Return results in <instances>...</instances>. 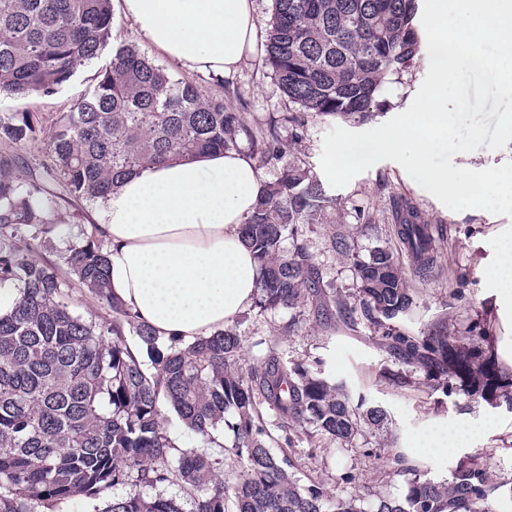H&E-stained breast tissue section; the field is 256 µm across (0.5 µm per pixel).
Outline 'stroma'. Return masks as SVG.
I'll return each mask as SVG.
<instances>
[{
    "label": "stroma",
    "instance_id": "stroma-1",
    "mask_svg": "<svg viewBox=\"0 0 512 512\" xmlns=\"http://www.w3.org/2000/svg\"><path fill=\"white\" fill-rule=\"evenodd\" d=\"M263 54V49H256L236 71L223 77L201 74L194 77L205 91H223L225 99L243 104L247 122L256 131L267 129L273 117L291 108L263 64ZM111 59V51H104L52 94L26 98L0 96L1 117L30 112L41 127L36 139L10 147L26 165L38 167L48 162V134L59 113L69 110L95 85L99 72L109 66ZM425 75V69L418 67L405 73L401 82L390 85L386 93L390 108L369 120V127H376L406 110ZM333 125V120L311 116L306 118L300 133L281 127L279 134L286 159L300 158L312 168H319L323 137ZM328 193L337 203L330 210L327 223L307 224L302 228V238L327 292L355 302L358 280L353 259L368 258L378 248L390 250L400 265L411 267L409 253L395 232L394 203L402 197L415 206L421 223L438 227L439 232L435 236V272L424 279L412 277L414 303L409 315L399 320V327L415 332L441 319L449 336L458 340L472 332L485 337L494 335L492 315L484 298L485 272L480 260L495 251L498 245L495 230L507 223V216L481 209L451 211L393 161L378 162L354 177L346 187H332ZM93 209L89 201L63 205L67 221L41 243L37 258L57 262L63 237L90 233ZM339 237L349 244V253L334 248L333 241ZM291 316V310L285 308L266 313L251 308L235 319L247 362L260 360L270 340L278 339L290 361L306 365L320 363L325 377L345 382L352 394L365 396L367 405L381 407L387 415L382 427L365 429L349 445L312 438L302 430L294 433L289 453L302 485L313 483L338 497L357 495L368 501L384 493L404 498L407 492L404 479L386 474L381 461L365 456V449L391 443L400 448L417 447L432 418L452 419L462 413L481 428L471 441L472 448L480 452V462L496 481L512 482L511 410L492 407L471 396L454 379L449 382V392L432 389L419 370L399 363L379 347L367 321H359L352 330L342 327L333 302H326L323 311L310 314L294 327L289 324Z\"/></svg>",
    "mask_w": 512,
    "mask_h": 512
}]
</instances>
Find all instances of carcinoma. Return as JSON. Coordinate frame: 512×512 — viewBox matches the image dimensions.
<instances>
[{"instance_id": "carcinoma-1", "label": "carcinoma", "mask_w": 512, "mask_h": 512, "mask_svg": "<svg viewBox=\"0 0 512 512\" xmlns=\"http://www.w3.org/2000/svg\"><path fill=\"white\" fill-rule=\"evenodd\" d=\"M419 9L420 0H273L263 61L296 110L265 131L254 132L224 96L205 94L127 44L60 114L49 137L54 166L21 179L19 157L0 152V288L20 291L13 313L0 317V512H57L76 497L104 499L102 512H226L230 504L235 512H363L356 496L331 500L317 485L298 486L293 459L270 448L266 414L274 413L288 444V433L307 425L350 444L362 425L384 422L383 409L362 410L364 398L353 401L345 383L289 362L275 346L246 363L229 326L190 341L162 336L112 295L104 246L91 236L67 242L60 258L105 309L97 321L73 312L57 267L31 253L62 222V201L103 198L152 165L236 151L242 135L259 165L275 167L284 156L278 123L296 131L308 114L366 122L386 111V86L426 59ZM113 23L112 0H0V93L54 92L107 47ZM36 133L27 112L0 118L1 141ZM50 180L64 194L48 191ZM334 205L300 159L265 183L242 227L260 269L259 311L283 307L301 317L326 297L298 227L324 223ZM401 209L397 235L424 275L435 264L433 229L411 203ZM354 268L359 307L334 299L343 326L361 315L379 346L433 386L448 388L451 374L472 395L512 411V383L483 357V337H468L465 347L448 341L441 321L419 334L387 325L413 305L389 250L355 257ZM165 405L203 446L175 444L163 427ZM226 451L240 464L231 484ZM383 454L407 477L408 492L402 500L378 496L373 512H494L503 484L485 466L466 459L435 481L404 452ZM169 485L185 500L141 492Z\"/></svg>"}]
</instances>
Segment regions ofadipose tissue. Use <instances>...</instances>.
I'll return each instance as SVG.
<instances>
[{"label": "adipose tissue", "mask_w": 512, "mask_h": 512, "mask_svg": "<svg viewBox=\"0 0 512 512\" xmlns=\"http://www.w3.org/2000/svg\"><path fill=\"white\" fill-rule=\"evenodd\" d=\"M141 39L188 73L235 70L258 42L254 0H115ZM265 189L250 158L229 151L171 161L128 177L93 211L112 291L167 336H206L253 304L259 266L240 227ZM482 262L497 316L494 352L512 366V225ZM466 417L435 421L427 442L442 460L467 447Z\"/></svg>", "instance_id": "adipose-tissue-1"}]
</instances>
